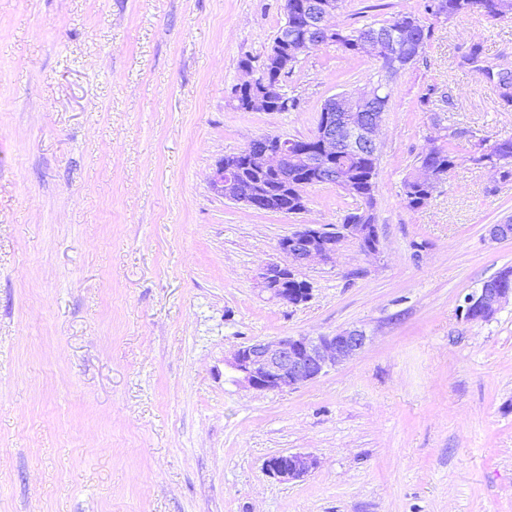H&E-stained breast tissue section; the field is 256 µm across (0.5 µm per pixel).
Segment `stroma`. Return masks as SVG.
I'll list each match as a JSON object with an SVG mask.
<instances>
[{
  "label": "stroma",
  "instance_id": "stroma-1",
  "mask_svg": "<svg viewBox=\"0 0 512 512\" xmlns=\"http://www.w3.org/2000/svg\"><path fill=\"white\" fill-rule=\"evenodd\" d=\"M284 4L0 0V512H512V301L459 313L512 266V239L486 233L512 221V180L467 160L512 132V108L460 59L481 42L512 65V18L435 22L390 78L325 45L285 81L297 109H235L239 63L263 57ZM423 5L345 0L334 23ZM386 78L379 254L346 246L301 269L305 303L269 300L255 277L280 239L358 202L326 184L300 214L256 211L211 191L216 163L310 136L328 98ZM437 119L464 161L410 209L402 182ZM350 327L363 351L291 391L242 388L224 364ZM298 451L319 461L304 480L267 473Z\"/></svg>",
  "mask_w": 512,
  "mask_h": 512
}]
</instances>
